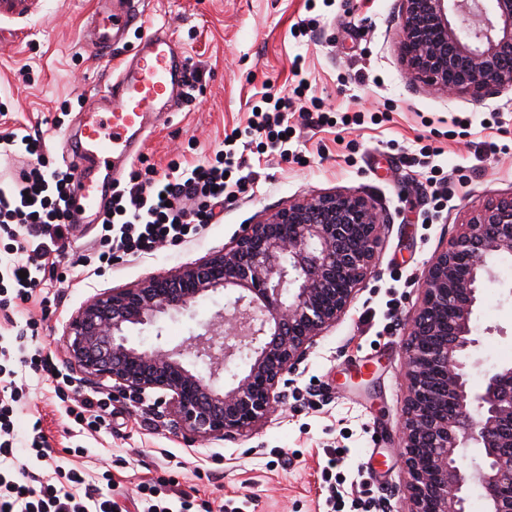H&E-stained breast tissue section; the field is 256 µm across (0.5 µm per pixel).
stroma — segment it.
<instances>
[{
	"mask_svg": "<svg viewBox=\"0 0 512 512\" xmlns=\"http://www.w3.org/2000/svg\"><path fill=\"white\" fill-rule=\"evenodd\" d=\"M138 10L101 56L80 42L93 0H31L25 14L0 13V135L22 127L43 137L54 164L77 127L93 87L120 70L144 36L165 30L189 61L188 88L166 120L154 123L141 154L158 172L170 160L214 159L224 134L248 125L265 91L304 98L289 113L287 157L266 147L242 155L248 189L178 245L107 264L100 223L67 227L68 263L48 267L28 301L0 307V335L38 348L51 372L14 363L23 397L20 443L41 426L52 454L43 476L75 469L110 488L119 512H137L141 482L175 480L195 512L232 502L240 512H325L326 476L336 478L338 512H402L405 474L398 448L406 385L403 342L432 256L471 213L512 192V90L476 102L412 89L400 61L396 0H112ZM300 60L301 77L291 72ZM321 99L332 122L308 126L301 107ZM436 149L423 158L422 147ZM442 181L445 194L432 192ZM360 195L383 215L373 268L345 316L300 364L286 404L229 439L202 441L177 429L165 395H135L111 381H85L62 362L60 341L91 297L202 260L230 246L247 225L288 202L333 192ZM90 254L88 266L78 255ZM224 308L223 293L199 300L158 328L133 331L149 346L182 344ZM482 368L512 362V300L487 284L475 313ZM110 397L107 426L87 431L67 410L75 393ZM335 469H328V459Z\"/></svg>",
	"mask_w": 512,
	"mask_h": 512,
	"instance_id": "35a3bbf8",
	"label": "stroma"
}]
</instances>
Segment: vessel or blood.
<instances>
[{"label":"vessel or blood","mask_w":512,"mask_h":512,"mask_svg":"<svg viewBox=\"0 0 512 512\" xmlns=\"http://www.w3.org/2000/svg\"><path fill=\"white\" fill-rule=\"evenodd\" d=\"M118 25L107 14L95 26L93 41L101 55H108ZM139 56L137 63L125 65L116 79L96 90L77 138L65 142L77 182L69 223L82 224L101 213L112 193L108 168L126 166L139 155L151 120L164 115L161 101L186 82L187 63L175 56L163 31L144 38Z\"/></svg>","instance_id":"obj_1"}]
</instances>
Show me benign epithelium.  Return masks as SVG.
<instances>
[{
    "mask_svg": "<svg viewBox=\"0 0 512 512\" xmlns=\"http://www.w3.org/2000/svg\"><path fill=\"white\" fill-rule=\"evenodd\" d=\"M397 2L400 54L427 92L485 99L512 88V0ZM382 224L362 197L298 200L198 263L90 299L63 336L64 364L125 392L163 391L180 428L231 437L286 401L285 374L349 308ZM509 261L512 194L481 208L423 271L405 344V512H468L474 480L486 512H512V363L489 370L478 389L469 382L482 285ZM221 288L233 297L204 332L170 349L133 342L131 330ZM189 356L209 374L192 369ZM238 359L245 367L224 379Z\"/></svg>",
    "mask_w": 512,
    "mask_h": 512,
    "instance_id": "7a95c632",
    "label": "benign epithelium"
}]
</instances>
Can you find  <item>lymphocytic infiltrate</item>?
<instances>
[{
	"mask_svg": "<svg viewBox=\"0 0 512 512\" xmlns=\"http://www.w3.org/2000/svg\"><path fill=\"white\" fill-rule=\"evenodd\" d=\"M264 110L253 114L246 130L232 129L224 136V150L215 162L182 168L171 160L166 173L155 168L134 172L126 185H113L112 197L101 217L111 252L148 253L159 244L182 243L198 226L214 217V207L245 192L246 177L229 180L241 166L235 145L243 134L266 137L271 146L281 145L288 128L284 114L288 98L267 92ZM40 140L30 139L21 129L0 136V152L36 157V166L22 171L18 180L0 186V235L15 243L20 259L0 268V306L10 298H28L39 283L54 247L58 230L67 221V205L74 185L71 165L48 168ZM16 395H0V461L43 460L46 441H32L26 452L15 445L13 416ZM81 473L57 470L55 479L45 480L36 472L18 478L12 469L0 470V512H116L117 504L103 492H83ZM141 512H191L187 495L173 486L144 483Z\"/></svg>",
	"mask_w": 512,
	"mask_h": 512,
	"instance_id": "f902f5d3",
	"label": "lymphocytic infiltrate"
}]
</instances>
